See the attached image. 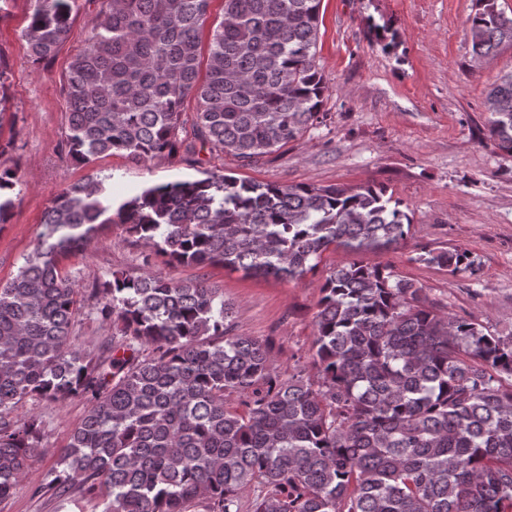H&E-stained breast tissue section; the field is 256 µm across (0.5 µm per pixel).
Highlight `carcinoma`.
Listing matches in <instances>:
<instances>
[{
    "mask_svg": "<svg viewBox=\"0 0 512 512\" xmlns=\"http://www.w3.org/2000/svg\"><path fill=\"white\" fill-rule=\"evenodd\" d=\"M29 2L23 38L32 62L48 66L77 0ZM209 4L102 0L62 84V149L75 162L176 155L189 98L194 138L244 165L321 122V0H224L204 65ZM466 25L476 62L512 43V13L498 0H476ZM7 80L0 52V130ZM487 103L489 135L512 155L511 72ZM23 178L19 163L0 164V224ZM44 224L38 248L0 283V501L40 452L39 417L14 409L80 396L87 411L35 496L89 499L91 512H242L251 488L249 512H512V333L444 312L393 267L329 271L312 320V376L303 366L282 374L266 341L232 333L233 305L202 276L114 273L83 295L60 267L103 226L124 224L168 265L298 281L332 246L406 239L412 218L384 188L210 173L115 207L90 178L58 194ZM412 261L478 272L456 246H422ZM85 307L112 323L89 352L71 339Z\"/></svg>",
    "mask_w": 512,
    "mask_h": 512,
    "instance_id": "1",
    "label": "carcinoma"
}]
</instances>
